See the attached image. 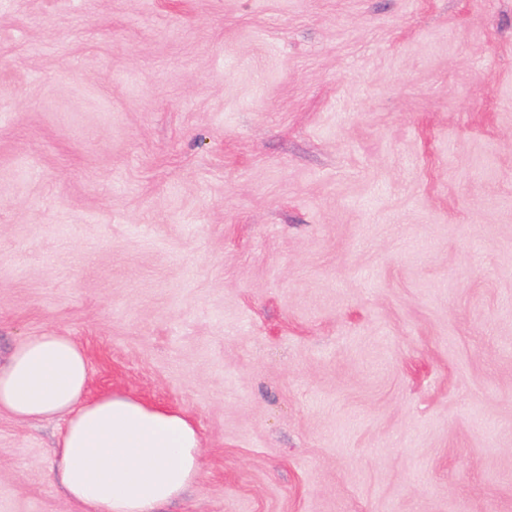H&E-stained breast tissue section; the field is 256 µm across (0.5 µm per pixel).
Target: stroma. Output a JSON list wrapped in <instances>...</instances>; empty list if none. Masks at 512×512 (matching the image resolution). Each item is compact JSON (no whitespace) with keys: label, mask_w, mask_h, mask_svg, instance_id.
<instances>
[{"label":"stroma","mask_w":512,"mask_h":512,"mask_svg":"<svg viewBox=\"0 0 512 512\" xmlns=\"http://www.w3.org/2000/svg\"><path fill=\"white\" fill-rule=\"evenodd\" d=\"M189 416L164 512H512V0H0V362ZM0 413V512H74Z\"/></svg>","instance_id":"35a3bbf8"}]
</instances>
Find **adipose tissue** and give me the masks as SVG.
Wrapping results in <instances>:
<instances>
[{
  "label": "adipose tissue",
  "instance_id": "ef3b65f1",
  "mask_svg": "<svg viewBox=\"0 0 512 512\" xmlns=\"http://www.w3.org/2000/svg\"><path fill=\"white\" fill-rule=\"evenodd\" d=\"M90 377L70 337H26L0 366V412L20 421L65 420L56 483L77 512H160L201 468L194 423L129 394L88 398Z\"/></svg>",
  "mask_w": 512,
  "mask_h": 512
}]
</instances>
